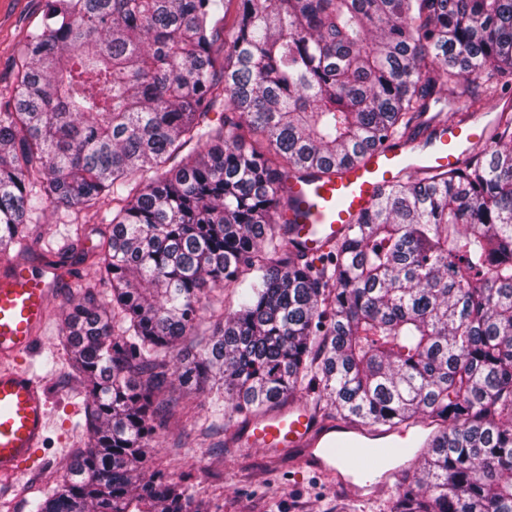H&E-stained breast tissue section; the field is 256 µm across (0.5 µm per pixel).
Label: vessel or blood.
<instances>
[{"instance_id": "vessel-or-blood-1", "label": "vessel or blood", "mask_w": 512, "mask_h": 512, "mask_svg": "<svg viewBox=\"0 0 512 512\" xmlns=\"http://www.w3.org/2000/svg\"><path fill=\"white\" fill-rule=\"evenodd\" d=\"M492 135V122L480 112L451 119L439 114L422 117L407 135L367 151L360 163L339 169L332 177L305 175L293 180L291 195L301 211L292 235L298 250L317 260L401 175L461 167L472 148L490 142ZM56 281L55 272L46 267L17 264L0 273V487L22 472L42 467L40 451L50 422L48 391L44 380L16 359L32 351ZM243 440L273 459L298 453L302 466L334 477L360 498L389 485L399 474L394 467L358 481L339 473L338 449L391 444L395 436L322 418L305 404L250 422Z\"/></svg>"}]
</instances>
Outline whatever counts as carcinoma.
<instances>
[{
    "instance_id": "cac0c4a2",
    "label": "carcinoma",
    "mask_w": 512,
    "mask_h": 512,
    "mask_svg": "<svg viewBox=\"0 0 512 512\" xmlns=\"http://www.w3.org/2000/svg\"><path fill=\"white\" fill-rule=\"evenodd\" d=\"M477 79L476 111L512 85V0H48L0 112V248L49 203L112 221L93 252L110 294L64 319L87 444L35 512H205L145 475L156 418L179 411L172 375L217 420L302 390L376 430L425 415L443 429L392 512H512V112L463 167L388 187L316 262L286 218L291 177L360 161Z\"/></svg>"
}]
</instances>
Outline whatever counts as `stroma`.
<instances>
[{"label":"stroma","mask_w":512,"mask_h":512,"mask_svg":"<svg viewBox=\"0 0 512 512\" xmlns=\"http://www.w3.org/2000/svg\"><path fill=\"white\" fill-rule=\"evenodd\" d=\"M46 0H0V107L12 101L20 53L40 24ZM101 217L91 210L51 204L26 226L27 262L46 265L47 252L66 246L74 227H81L78 251L91 253L99 241ZM49 320L27 362L46 380L52 420L44 445L48 460L39 473L17 480L0 495V512H32L33 501L62 475L75 449L84 447V398L80 382L62 349L64 315L70 301L96 286L90 261L73 259L61 267ZM182 411L159 422L148 470L163 469L188 484L210 503V512H342L350 495L335 482L299 469L290 458L274 462L262 449L238 448L246 422L241 417L215 421L211 398L191 394Z\"/></svg>","instance_id":"1"}]
</instances>
